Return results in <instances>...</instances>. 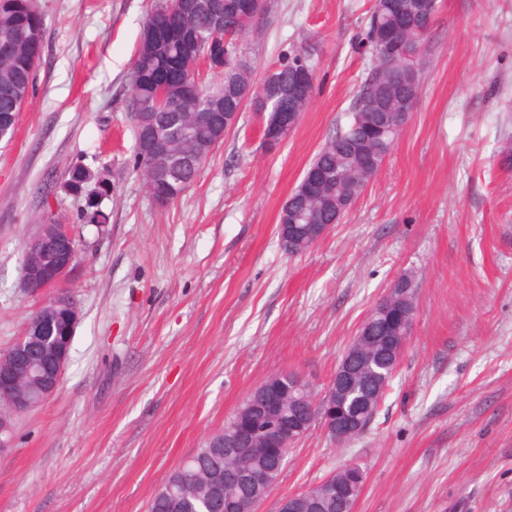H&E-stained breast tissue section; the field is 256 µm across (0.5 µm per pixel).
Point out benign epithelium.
I'll list each match as a JSON object with an SVG mask.
<instances>
[{"instance_id":"benign-epithelium-1","label":"benign epithelium","mask_w":512,"mask_h":512,"mask_svg":"<svg viewBox=\"0 0 512 512\" xmlns=\"http://www.w3.org/2000/svg\"><path fill=\"white\" fill-rule=\"evenodd\" d=\"M406 62L399 68L401 81L406 87H414L418 81L416 68L410 64L413 54H404ZM309 75H296L288 88L280 86L275 71L267 73L264 86L252 87L240 96L239 110L224 113V126L234 127L240 110L249 106L267 110L274 105L279 127L291 133L300 118L298 112H283L288 99L308 93ZM31 259L24 265V286L33 294H41L57 288L54 297L55 312L27 321L24 330L9 349L0 354V455L14 444L15 417L27 413L52 398L58 391L68 363L70 345L79 321V310L74 301L58 290L76 266L78 247L66 224L45 222L36 225L28 239ZM400 323L407 330L393 337L394 352L389 376H394L403 351L412 332L414 309L397 312ZM368 325H361L354 341L339 362L336 372L327 383L324 392L316 395L312 385L295 373H280L263 381L256 389L259 401L247 399L233 419L231 429L222 432L221 446L228 455L243 457L250 448L264 447L287 464L290 447L307 436L316 427L322 428L331 441L344 443L357 434L359 414L347 410L349 399L355 394L356 379L352 362L361 358L363 336ZM250 480L260 494L255 496L247 512H258L260 503L274 487V480L266 471L249 473ZM208 498L220 499L224 512H237L238 504L227 497L224 475L217 471L205 476Z\"/></svg>"}]
</instances>
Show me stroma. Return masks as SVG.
I'll use <instances>...</instances> for the list:
<instances>
[{
	"label": "stroma",
	"instance_id": "stroma-1",
	"mask_svg": "<svg viewBox=\"0 0 512 512\" xmlns=\"http://www.w3.org/2000/svg\"><path fill=\"white\" fill-rule=\"evenodd\" d=\"M35 88L0 139V353L43 295L23 251L45 212L78 227L64 284L80 318L57 393L16 419L0 512H147L158 486L268 376L324 391L395 277L416 289L411 338L378 413L338 445L312 430L260 512L358 463L356 512H512V0H438L415 108L351 209L291 256L281 209L345 125L374 65L373 0H266L242 41L253 81L308 51L315 89L276 149L243 112L201 177L157 206L135 165L131 72L153 0H36ZM107 170L108 224L63 190Z\"/></svg>",
	"mask_w": 512,
	"mask_h": 512
}]
</instances>
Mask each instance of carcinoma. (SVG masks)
Masks as SVG:
<instances>
[{
  "label": "carcinoma",
  "instance_id": "cac0c4a2",
  "mask_svg": "<svg viewBox=\"0 0 512 512\" xmlns=\"http://www.w3.org/2000/svg\"><path fill=\"white\" fill-rule=\"evenodd\" d=\"M220 7L224 14V31L212 27L204 4ZM429 0H374L366 40L375 57V64L362 83L349 112L346 126L336 130L311 159L308 169H322L330 181L314 195L307 196L296 189L288 199V223L305 228L308 224H335L336 209L352 188L362 193L380 167L369 168L350 148L357 129L373 127L380 114L408 109L410 95L381 62L390 51L392 42L410 51L425 53L435 11L426 9ZM265 12V5L256 0H158L148 14L141 31L135 63L144 73L132 84V111L138 114L134 126L135 163L141 170L151 168L153 190L173 203L201 175L208 159L209 145L216 131H224V113L239 106L237 88L250 83L247 67H237L239 46L249 28ZM43 17L34 0H0V122H16L35 85L36 68L43 50ZM224 45V80L205 85L194 83L175 94L161 95L154 77L162 75L178 59L192 60L197 69L200 60ZM308 64L307 57L297 54L292 61L277 66L276 76L282 86L294 82L297 63ZM157 131L169 139H179L181 156L171 162L166 158L152 160L140 149L142 137ZM393 148V138L367 141L366 149L380 158L381 164ZM94 174L84 167H74L63 188L80 195L87 180ZM100 189L96 196L85 198L80 220L85 224H105L108 221L102 203L109 196L111 183L98 177ZM388 320L376 319L370 345L375 355L387 350ZM387 372L384 364H372L363 369L358 383L360 396L364 386L378 374ZM276 458L257 451L235 462L224 459V449L212 447V439L191 454L190 462L178 466L154 493L149 512H169L164 496L167 486L178 485L185 494L183 512H215V506L205 502L203 475L211 470L233 472L241 469L274 468ZM337 487L333 494L321 499L317 512H344L342 494L352 485L345 472L336 474ZM349 506H354L363 493L356 484Z\"/></svg>",
  "mask_w": 512,
  "mask_h": 512
}]
</instances>
